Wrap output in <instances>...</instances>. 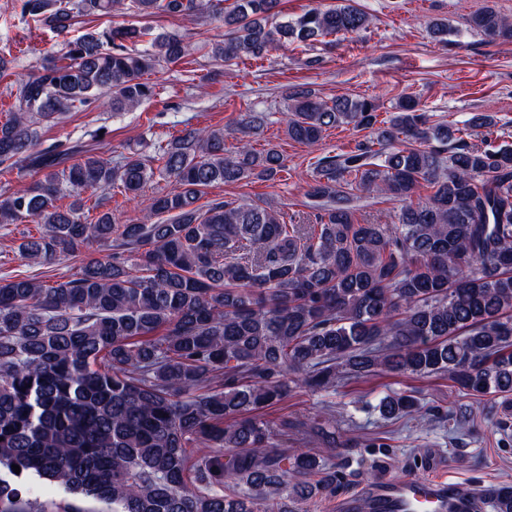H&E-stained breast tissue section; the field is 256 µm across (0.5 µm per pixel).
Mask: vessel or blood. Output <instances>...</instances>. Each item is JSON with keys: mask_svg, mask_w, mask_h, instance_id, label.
Wrapping results in <instances>:
<instances>
[{"mask_svg": "<svg viewBox=\"0 0 512 512\" xmlns=\"http://www.w3.org/2000/svg\"><path fill=\"white\" fill-rule=\"evenodd\" d=\"M372 492L386 512H470L472 508L466 492L418 478L383 481Z\"/></svg>", "mask_w": 512, "mask_h": 512, "instance_id": "1", "label": "vessel or blood"}]
</instances>
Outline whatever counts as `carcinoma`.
I'll return each mask as SVG.
<instances>
[{
	"label": "carcinoma",
	"instance_id": "carcinoma-1",
	"mask_svg": "<svg viewBox=\"0 0 512 512\" xmlns=\"http://www.w3.org/2000/svg\"><path fill=\"white\" fill-rule=\"evenodd\" d=\"M279 5L130 0L141 18L222 23L224 39L208 50L221 66L289 38L372 24L353 0L285 21ZM123 8L124 0H21L23 15L56 34ZM470 26L489 43H512V20L491 7ZM148 32L87 29L11 87L14 111L0 121V168L40 174L0 194V224L43 225L20 244L22 256L48 265L91 242L116 247L82 260L70 280L0 282V512H58L32 508L35 479L101 502L98 512H292L288 501L336 481L316 457L288 455V423L262 415L288 397L292 374L328 390L377 371L446 373L474 396L512 394V146L490 138L494 114L475 113L453 130L428 124L401 98L376 139L317 158L308 191L316 224H286L256 203L197 206L209 186L284 170L278 150L247 141L264 123L256 112L233 122L242 140L230 154L224 128H186L151 153L145 144L107 159L82 146L38 149L40 127L104 93L114 112L136 108L154 95L144 75L191 54L176 32L157 34L145 50L127 46ZM287 99L285 132L301 144L342 124L377 123L371 99L327 102L309 90ZM476 129L485 130L481 147L469 142ZM157 173L173 187L148 209L167 221L117 224L105 212L82 222L83 190L117 188L131 201ZM423 182L434 192L415 203ZM346 186L406 201L398 223H354ZM67 193L75 200L62 209ZM418 409L406 393L379 403L386 418ZM483 504L512 512V487Z\"/></svg>",
	"mask_w": 512,
	"mask_h": 512
}]
</instances>
